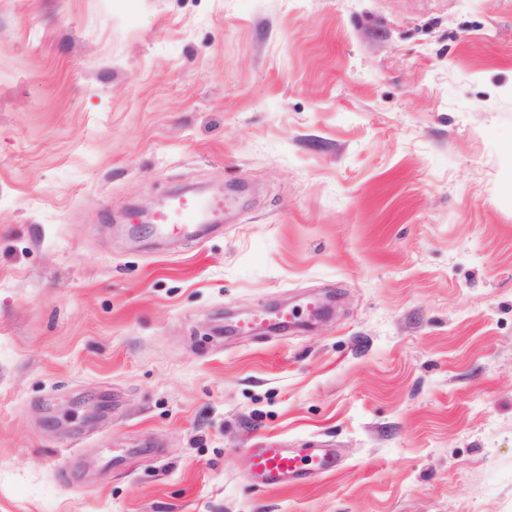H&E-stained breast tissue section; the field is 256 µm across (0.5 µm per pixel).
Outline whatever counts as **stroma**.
<instances>
[{"label": "stroma", "mask_w": 512, "mask_h": 512, "mask_svg": "<svg viewBox=\"0 0 512 512\" xmlns=\"http://www.w3.org/2000/svg\"><path fill=\"white\" fill-rule=\"evenodd\" d=\"M0 512H512V0H0ZM224 209V202L219 198L202 201L193 196H182L174 199L167 216L154 225L160 230L171 234L191 232L205 213L217 218ZM338 448H254L250 479L269 490L283 489L336 471Z\"/></svg>", "instance_id": "stroma-1"}]
</instances>
